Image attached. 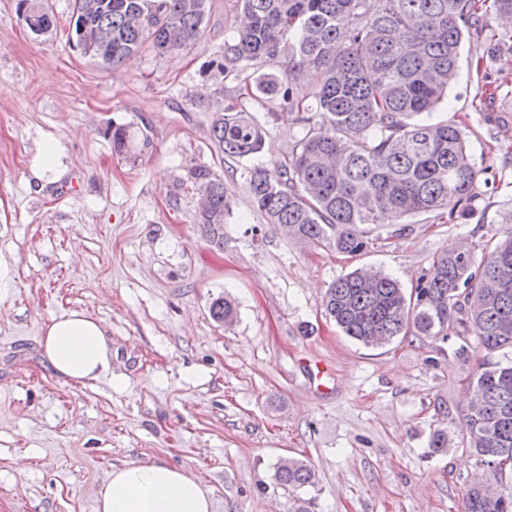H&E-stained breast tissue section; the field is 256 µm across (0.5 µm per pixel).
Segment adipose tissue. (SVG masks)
<instances>
[{"mask_svg":"<svg viewBox=\"0 0 512 512\" xmlns=\"http://www.w3.org/2000/svg\"><path fill=\"white\" fill-rule=\"evenodd\" d=\"M55 373L75 383L107 378L112 348L104 326L81 311L51 318L41 338ZM95 512H213L209 491L182 467L155 461L115 467L100 485Z\"/></svg>","mask_w":512,"mask_h":512,"instance_id":"1","label":"adipose tissue"}]
</instances>
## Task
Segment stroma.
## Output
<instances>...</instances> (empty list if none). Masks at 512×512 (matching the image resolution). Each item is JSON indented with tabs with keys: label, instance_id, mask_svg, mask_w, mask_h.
<instances>
[{
	"label": "stroma",
	"instance_id": "stroma-1",
	"mask_svg": "<svg viewBox=\"0 0 512 512\" xmlns=\"http://www.w3.org/2000/svg\"><path fill=\"white\" fill-rule=\"evenodd\" d=\"M41 3L57 26L37 35L18 0H0V512H94L112 467L155 460L195 474L214 512H464L472 485L499 491L461 435L480 352L458 357L454 336L364 346L323 298L358 268L411 287L448 249L479 258L512 231V53L464 41L440 109L471 132L477 215L419 214L349 257L287 236L252 205L254 164L287 160L304 130L280 98L247 97L210 72L243 21L236 0H207L186 49L146 47L111 67L69 43L72 0ZM231 104L266 131L258 162L210 138ZM112 124L129 126L134 153L113 152ZM47 143L50 167L39 162ZM199 169L231 201L220 252L195 223ZM221 296L236 306L232 324L210 314ZM71 310L104 324L111 380L70 383L45 361V325ZM437 428L448 450L433 455ZM285 459L306 461L313 484H279Z\"/></svg>",
	"mask_w": 512,
	"mask_h": 512
}]
</instances>
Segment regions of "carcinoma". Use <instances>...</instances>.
Instances as JSON below:
<instances>
[{
    "instance_id": "1",
    "label": "carcinoma",
    "mask_w": 512,
    "mask_h": 512,
    "mask_svg": "<svg viewBox=\"0 0 512 512\" xmlns=\"http://www.w3.org/2000/svg\"><path fill=\"white\" fill-rule=\"evenodd\" d=\"M248 22L224 40L218 68L245 75L253 91L281 95L289 114L308 126L288 160L251 174L249 192L267 223L292 237L356 256L376 228L422 213L467 221L479 169L468 133L434 113L459 76L460 47L473 37L488 56L512 47L491 33L490 16H512V0H237ZM206 8L195 0H73L74 28L106 43L100 62L112 66L145 44L158 53L185 48L204 32ZM56 20L41 8L29 29L45 33ZM280 58L283 73L258 63ZM314 86L313 101L295 97ZM215 147L236 158L257 157L265 130L244 110L213 118ZM112 148L131 152L128 127L112 126ZM208 202L196 224L208 244L224 250L230 201L224 181L195 173ZM324 307L340 330L367 346L414 334L448 339L475 336L485 352L469 378L478 398L464 416L463 438L477 461L493 468L512 456V238L490 246L481 260L447 252L433 260L410 292L383 272L355 270L327 288ZM213 319L231 324L233 303L216 298ZM282 485L313 483L312 468L281 463ZM465 512H512V490L466 494Z\"/></svg>"
}]
</instances>
